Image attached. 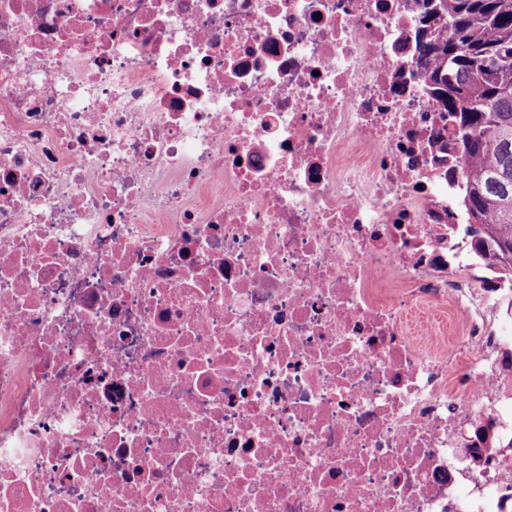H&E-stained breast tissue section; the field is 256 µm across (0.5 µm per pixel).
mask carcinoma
Masks as SVG:
<instances>
[{
  "label": "carcinoma",
  "instance_id": "cac0c4a2",
  "mask_svg": "<svg viewBox=\"0 0 512 512\" xmlns=\"http://www.w3.org/2000/svg\"><path fill=\"white\" fill-rule=\"evenodd\" d=\"M438 19L446 43L434 48L426 31ZM417 42L420 77L457 115L454 141L468 158L461 204L472 235L512 287V262L488 233L497 227L512 239V0H425Z\"/></svg>",
  "mask_w": 512,
  "mask_h": 512
}]
</instances>
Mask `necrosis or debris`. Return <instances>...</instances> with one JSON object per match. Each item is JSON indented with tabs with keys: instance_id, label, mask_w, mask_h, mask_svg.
I'll use <instances>...</instances> for the list:
<instances>
[{
	"instance_id": "4bbe7bcc",
	"label": "necrosis or debris",
	"mask_w": 512,
	"mask_h": 512,
	"mask_svg": "<svg viewBox=\"0 0 512 512\" xmlns=\"http://www.w3.org/2000/svg\"><path fill=\"white\" fill-rule=\"evenodd\" d=\"M423 12L0 0V512H512Z\"/></svg>"
}]
</instances>
